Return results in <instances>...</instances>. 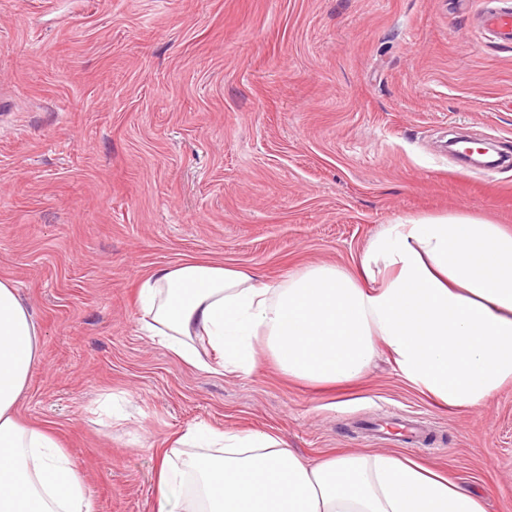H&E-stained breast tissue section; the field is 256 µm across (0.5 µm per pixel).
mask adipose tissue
<instances>
[{
	"label": "adipose tissue",
	"mask_w": 512,
	"mask_h": 512,
	"mask_svg": "<svg viewBox=\"0 0 512 512\" xmlns=\"http://www.w3.org/2000/svg\"><path fill=\"white\" fill-rule=\"evenodd\" d=\"M138 297L142 330L205 371L249 374L265 357L290 379L344 384L385 352L455 410L482 408L512 382V231L461 211L385 225L354 271L316 263L279 281L184 261L145 277ZM40 336L0 279V512H91L59 443L17 415ZM173 445L185 454L160 456L157 512H486L477 493L395 452L311 462L277 434L212 427Z\"/></svg>",
	"instance_id": "1"
}]
</instances>
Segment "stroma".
I'll list each match as a JSON object with an SVG mask.
<instances>
[{"label":"stroma","mask_w":512,"mask_h":512,"mask_svg":"<svg viewBox=\"0 0 512 512\" xmlns=\"http://www.w3.org/2000/svg\"><path fill=\"white\" fill-rule=\"evenodd\" d=\"M480 2L0 0V279L41 328L20 413L92 512H155L158 455L196 425L272 431L312 462L389 449L512 512V384L446 411L387 359L319 390L266 360L227 376L139 323L142 279L183 261L281 280L353 268L408 219L512 229V47L473 30ZM454 137L499 167L463 166Z\"/></svg>","instance_id":"obj_1"}]
</instances>
